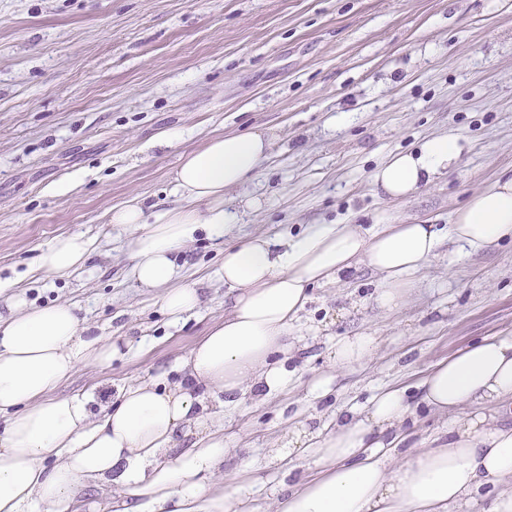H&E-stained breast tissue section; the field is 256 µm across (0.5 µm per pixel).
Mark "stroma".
I'll return each mask as SVG.
<instances>
[{
  "label": "stroma",
  "mask_w": 512,
  "mask_h": 512,
  "mask_svg": "<svg viewBox=\"0 0 512 512\" xmlns=\"http://www.w3.org/2000/svg\"><path fill=\"white\" fill-rule=\"evenodd\" d=\"M178 129L179 141H159ZM274 131L268 160L228 192L223 238L199 232L177 261L204 301L169 324L159 291L130 274L131 233L108 212L137 197L147 220L176 200L173 173L210 137ZM457 137L450 174L407 202L373 191L390 156ZM512 172V0H0V286L32 305H76L83 333L116 342L106 365L58 390L92 410L141 380L168 386L224 319V250L312 223L428 222ZM261 198L259 209L247 207ZM96 241L74 272L38 269L58 236ZM368 269L316 286L292 330L287 392L238 406L206 395L224 421V475L254 512H273L282 473L269 458L299 421L317 426L382 388L417 386L437 361L512 336V241L461 256L442 246L406 302L377 308ZM366 333L364 365H332L336 340ZM327 376L332 391L309 393Z\"/></svg>",
  "instance_id": "obj_1"
}]
</instances>
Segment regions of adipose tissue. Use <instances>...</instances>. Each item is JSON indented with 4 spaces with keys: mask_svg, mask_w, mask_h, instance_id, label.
<instances>
[{
    "mask_svg": "<svg viewBox=\"0 0 512 512\" xmlns=\"http://www.w3.org/2000/svg\"><path fill=\"white\" fill-rule=\"evenodd\" d=\"M263 130L218 136L183 155L174 173L178 206L146 223L139 199L115 208L111 223L132 228L131 275L161 289L170 324L199 308V288L181 283L175 254L199 231L220 237L231 220L226 192L250 180L267 159ZM460 153L450 135L392 156L373 175L377 189L407 199L447 173ZM512 239V177L496 180L456 210L446 235L429 224H310L279 244L256 236L224 251L219 272L229 309L190 350L188 380L166 389L141 382L122 386L114 401L92 413L91 396H59L79 368L112 361L118 348L81 334L73 305L28 304L9 296L0 312V512H80L82 490L112 487L109 512H231L217 479L224 463V426L203 409V392L227 397L259 388L270 396L289 379L277 357L310 300L313 286L341 283L366 266L380 277L375 305H402L414 276L442 243L477 252ZM93 239L67 235L44 249L50 272L82 266ZM512 401V336L483 340L437 362L420 385V401L446 416L428 448L408 443L401 423L411 412L403 391L384 390L365 411L334 429L310 430L301 443L315 473L300 474L275 502V512H512V427L488 406ZM194 439L181 446L182 427Z\"/></svg>",
    "mask_w": 512,
    "mask_h": 512,
    "instance_id": "ef3b65f1",
    "label": "adipose tissue"
}]
</instances>
